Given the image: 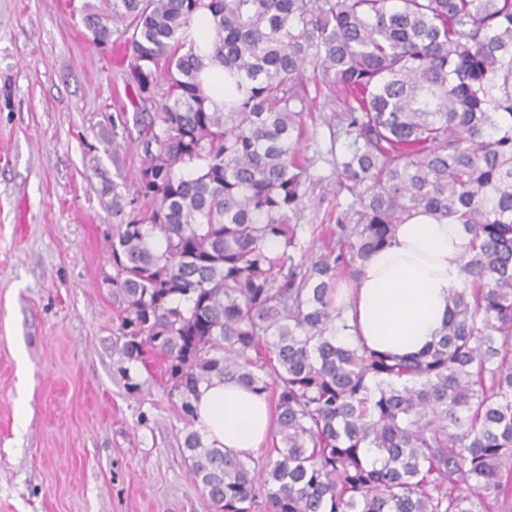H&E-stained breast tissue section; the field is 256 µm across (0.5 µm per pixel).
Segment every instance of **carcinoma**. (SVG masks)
Instances as JSON below:
<instances>
[{"label": "carcinoma", "mask_w": 512, "mask_h": 512, "mask_svg": "<svg viewBox=\"0 0 512 512\" xmlns=\"http://www.w3.org/2000/svg\"><path fill=\"white\" fill-rule=\"evenodd\" d=\"M84 24L97 46L125 38L128 99L154 108L130 199L152 208L112 237L117 370L139 393L124 363L161 359L216 512H512V0H101ZM309 66L344 96L355 196L318 256L291 224ZM416 213L470 236L437 340L344 341L342 272ZM215 379L267 394L264 461L192 429Z\"/></svg>", "instance_id": "obj_1"}]
</instances>
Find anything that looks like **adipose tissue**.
<instances>
[{"mask_svg": "<svg viewBox=\"0 0 512 512\" xmlns=\"http://www.w3.org/2000/svg\"><path fill=\"white\" fill-rule=\"evenodd\" d=\"M468 244L461 225L445 219L417 215L398 225L392 243L372 253L339 296L351 325L348 338L382 354L422 351L448 316V292L460 283ZM270 426L266 395L234 381L201 387L195 428L207 445L253 454Z\"/></svg>", "mask_w": 512, "mask_h": 512, "instance_id": "adipose-tissue-1", "label": "adipose tissue"}]
</instances>
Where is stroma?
<instances>
[{"instance_id":"stroma-1","label":"stroma","mask_w":512,"mask_h":512,"mask_svg":"<svg viewBox=\"0 0 512 512\" xmlns=\"http://www.w3.org/2000/svg\"><path fill=\"white\" fill-rule=\"evenodd\" d=\"M100 0H0V512H214L183 459L185 425L141 364L116 370L112 236L144 164L123 46L83 24ZM301 241L352 201L336 178L344 106L314 90ZM149 421L139 425L140 412Z\"/></svg>"}]
</instances>
